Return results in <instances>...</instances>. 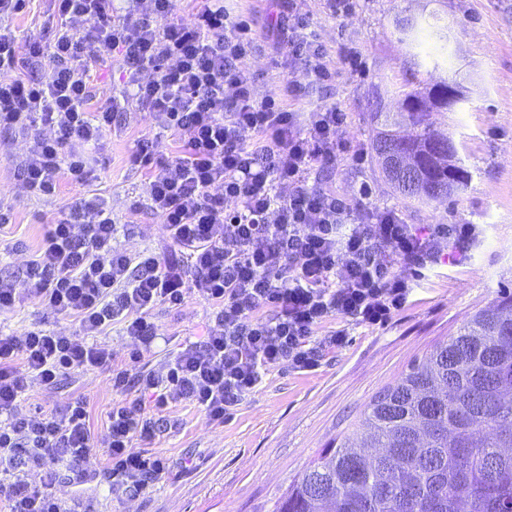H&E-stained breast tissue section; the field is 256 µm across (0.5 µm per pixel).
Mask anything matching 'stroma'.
<instances>
[{
    "label": "stroma",
    "instance_id": "stroma-1",
    "mask_svg": "<svg viewBox=\"0 0 512 512\" xmlns=\"http://www.w3.org/2000/svg\"><path fill=\"white\" fill-rule=\"evenodd\" d=\"M227 7L251 24L259 44L243 62L258 95L276 97L298 112L333 103L345 113L338 138L347 150L318 170L321 186L355 205L396 207L408 224H477L483 233L471 261L426 272L386 326L347 327L339 317L327 319L318 337L345 327V345L325 351L315 371L298 373L285 364L270 371L223 424H210L193 405L174 406L181 426L155 444L171 467L140 496L114 502L99 477L79 489L57 484L60 498L80 501L87 512H271L291 482L346 433L377 392L446 343L476 312L512 292V0H353L339 16L326 0H303L334 74L323 84L277 65V50L266 39L277 15L273 0H228ZM407 18L423 27L413 45L401 33ZM428 24L448 30V60L437 68L428 62L435 48L424 30ZM60 25L52 0H26L10 22L16 36L37 33L48 43ZM444 77L458 83L463 99L438 120L461 144L459 156L471 180L440 201L410 202L382 181L370 155L374 114L397 111L402 92ZM154 136L168 151L177 150L176 137L159 132L149 113L126 102L106 149L94 155L92 181L83 188L61 181L56 198L47 203L31 196L19 176L23 140L0 133V201L12 207L0 237L21 246L20 252L0 255V276L21 278L48 222L87 194L110 200L125 221L136 223L127 249L166 250L162 220L146 205V175L129 162L137 141ZM135 200L140 207L133 211L129 205ZM156 322L162 336L151 347L154 359L203 336L211 310L191 297L180 310L159 309ZM34 324L64 333L75 327L73 320L34 304L0 313V334L19 336ZM79 396L88 403L95 435L88 467L98 474L105 464L107 413L114 399L107 376L75 375L34 400L51 409Z\"/></svg>",
    "mask_w": 512,
    "mask_h": 512
}]
</instances>
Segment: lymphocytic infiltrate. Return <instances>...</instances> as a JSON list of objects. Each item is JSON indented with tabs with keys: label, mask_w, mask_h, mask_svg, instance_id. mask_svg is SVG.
I'll use <instances>...</instances> for the list:
<instances>
[{
	"label": "lymphocytic infiltrate",
	"mask_w": 512,
	"mask_h": 512,
	"mask_svg": "<svg viewBox=\"0 0 512 512\" xmlns=\"http://www.w3.org/2000/svg\"><path fill=\"white\" fill-rule=\"evenodd\" d=\"M24 0H0V72L51 53L52 70L0 81V130L21 136L20 175L27 191L54 198L60 175L76 186L92 176L90 150H102L117 111L94 90L93 67L120 57L125 93L155 124L177 137L176 155L142 138L132 165L149 180V206L161 217L169 253L130 251L118 241L111 205L92 197L61 211L23 281L0 277V312L34 302L73 319L74 332L31 326L0 336V512H64L60 481L90 480L95 435L87 403L23 411V401L75 374H109L118 396L108 414L104 479L113 498L139 496L161 477L166 458L152 446L168 428V405L186 401L213 424L281 364L318 368L325 349L345 345L346 329L315 342L332 316L385 325L413 287L397 264L424 268L448 257L467 260L471 224L404 223L387 206H352L313 183L335 162L345 114L336 104L293 112L256 97L243 67L254 49L247 24L222 0H197L190 22L173 19L174 0H53L68 20L51 47L17 39L9 19ZM267 34L289 69L310 82L330 78L323 46L301 7L279 0ZM255 139L245 143L244 132ZM198 297L214 310L201 339L159 364L143 361L158 334V308ZM121 325L137 350L132 364H112L103 331ZM43 470L31 484L32 470Z\"/></svg>",
	"instance_id": "1"
}]
</instances>
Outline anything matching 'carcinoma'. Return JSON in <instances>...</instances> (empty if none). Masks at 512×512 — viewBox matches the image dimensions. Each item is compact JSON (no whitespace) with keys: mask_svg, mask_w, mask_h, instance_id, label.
Segmentation results:
<instances>
[{"mask_svg":"<svg viewBox=\"0 0 512 512\" xmlns=\"http://www.w3.org/2000/svg\"><path fill=\"white\" fill-rule=\"evenodd\" d=\"M450 83L403 93L378 112L371 148L380 173L418 203L471 180L448 133L430 120L450 110ZM386 143L412 165L392 175ZM512 293L477 312L447 343L377 393L356 429L312 462L272 512H512Z\"/></svg>","mask_w":512,"mask_h":512,"instance_id":"carcinoma-1","label":"carcinoma"}]
</instances>
